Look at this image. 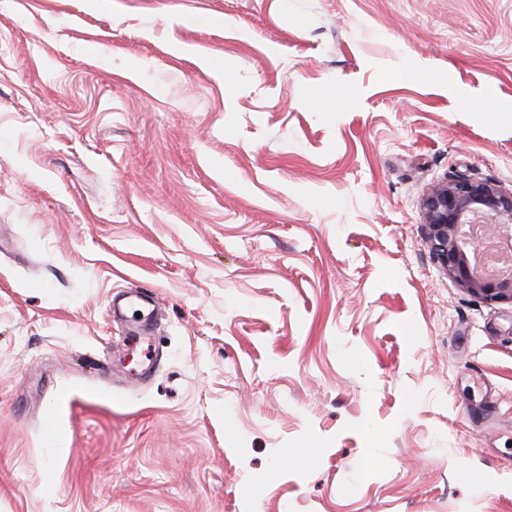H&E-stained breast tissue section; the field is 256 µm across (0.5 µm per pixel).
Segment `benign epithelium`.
Listing matches in <instances>:
<instances>
[{
	"label": "benign epithelium",
	"mask_w": 512,
	"mask_h": 512,
	"mask_svg": "<svg viewBox=\"0 0 512 512\" xmlns=\"http://www.w3.org/2000/svg\"><path fill=\"white\" fill-rule=\"evenodd\" d=\"M493 224L512 223V190L489 180L453 174L434 186L423 200L427 242L435 261L459 287L489 305L512 304V273L481 277L471 257L481 248L477 240L462 241L459 230L474 213Z\"/></svg>",
	"instance_id": "7a95c632"
}]
</instances>
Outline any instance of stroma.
<instances>
[{"label":"stroma","instance_id":"1","mask_svg":"<svg viewBox=\"0 0 512 512\" xmlns=\"http://www.w3.org/2000/svg\"><path fill=\"white\" fill-rule=\"evenodd\" d=\"M454 172L512 189V0H0V512H512ZM427 242L435 261L460 288L489 305L512 304V273L481 277L471 257L481 248L477 240L463 242L459 230L473 213L493 224L512 223V190L489 180L453 174L434 186L423 200ZM155 307L154 298L149 295L143 297L130 295L122 300L113 296L109 301V308L112 310L113 316L118 312L126 317L130 330L129 343L140 348L141 344L144 343L143 336L148 331L146 328L147 321Z\"/></svg>","mask_w":512,"mask_h":512}]
</instances>
